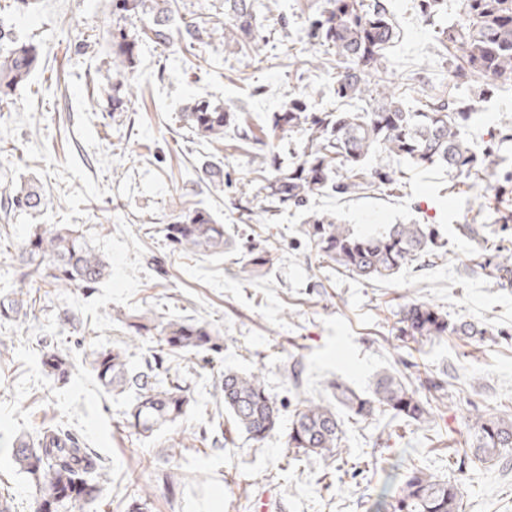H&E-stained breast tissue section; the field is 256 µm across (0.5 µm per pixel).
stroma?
Returning a JSON list of instances; mask_svg holds the SVG:
<instances>
[{
  "mask_svg": "<svg viewBox=\"0 0 512 512\" xmlns=\"http://www.w3.org/2000/svg\"><path fill=\"white\" fill-rule=\"evenodd\" d=\"M326 0H261L258 17L267 56L229 54L224 0H174L197 26L196 56L146 38L150 16L113 14L112 0H0V27L37 47L41 65L10 104L0 106V184L37 183L47 198L38 212L0 209V299L28 287L21 248L36 228L76 225L110 264L93 288H44L36 305L0 318L9 351L0 357V493L14 512H33L35 491L16 471L8 449L20 436L61 425L103 460L101 500L84 512H125L132 484L147 488L151 512H372L391 463L459 477L461 512H512V468L467 463L458 470L475 408L512 411V283L494 265L512 259V218L502 174L476 185L447 172L405 168L398 185L353 197L312 195L306 207L265 213L263 146L226 129L220 141L201 138L180 120L182 107L208 99L245 113L260 130L288 100L307 93L317 109H355L334 93L335 64L317 67L306 43L307 19ZM399 37L386 51L385 71L409 106L425 88L467 101L474 116L463 134L483 153L499 128L512 123V89L483 95L468 78L448 79L450 54L417 0H386ZM287 26H280V16ZM139 42L136 66L121 74L112 31ZM123 98L114 107L113 98ZM224 175L216 190L206 174ZM249 197H241L244 183ZM247 199L249 219L237 205ZM203 208L224 225L216 255L172 249L166 227L184 211ZM330 212L362 233L393 224L436 228L442 249L396 277L365 280L312 251L303 232L307 213ZM271 252L273 265L250 276L251 242ZM431 303L450 319L485 327L486 336H453L412 351L398 337L406 302ZM152 310L160 321L206 322L222 348L180 364L192 399L186 418L150 437L123 422L129 395H111L91 372L92 350L119 346L131 366L156 350L157 334L132 337L128 315ZM70 351L66 383L42 364L45 348ZM261 369L282 412L283 426L256 442L233 432L219 382L225 370ZM395 370L417 388L419 370L447 378L432 400L429 423L386 413L358 418L338 410L342 451L333 460L288 456L287 420L300 400L330 402L329 381L369 387ZM184 447L167 455L171 440Z\"/></svg>",
  "mask_w": 512,
  "mask_h": 512,
  "instance_id": "stroma-1",
  "label": "stroma"
}]
</instances>
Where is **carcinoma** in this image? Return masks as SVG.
I'll list each match as a JSON object with an SVG mask.
<instances>
[{"mask_svg":"<svg viewBox=\"0 0 512 512\" xmlns=\"http://www.w3.org/2000/svg\"><path fill=\"white\" fill-rule=\"evenodd\" d=\"M112 7L123 17L152 15V41L172 43L193 54L195 30L178 23L169 0H113ZM224 19L232 29L224 50L248 51L259 57L263 36L255 0H224ZM396 38L397 26L383 0H327V7L308 19V44L343 68L336 78V96L364 101L369 109L314 112L306 94L301 93L273 113L261 139L269 148L267 162L273 171L264 186L269 207H302L309 196L328 188L339 195H353L373 185L394 186L403 174L391 167L394 159L415 168H444L456 178L474 182L483 180L489 168L498 164L501 147L512 143V125H504L497 144L479 156L462 134L472 116L468 104L431 94L423 107L410 110L389 89L382 72L385 52ZM436 38L444 48L459 52L448 71L450 78L474 77L486 90L512 87V0H462L457 21L438 26ZM2 41L7 47L0 52V103L27 84L39 68L34 45L13 40L0 30ZM137 53V40L123 32L112 37V55L122 70L133 69ZM181 120L202 138L219 139L225 129L237 126L243 140L257 139L242 113L206 101L186 106ZM298 131L306 134L301 156L294 165L283 168L275 141ZM0 205L39 211L46 207V197L31 186H5L0 189ZM304 234L317 253L367 280L398 275L405 266L431 254L437 244V232L428 224H393L384 232L358 234L327 212L308 215ZM166 237L173 249L187 253L224 250V225L206 211L183 212L167 226ZM21 258L41 285L54 288H92L108 269L73 224H55L35 233ZM272 261V256L261 250L251 259L247 273L259 276ZM126 320L139 336L158 331L161 345L173 353L202 354L218 348L219 336L206 323L160 324L150 311L129 315ZM486 333L475 324L448 319V314L427 302L412 301L402 309L399 336L407 344ZM91 357V370L108 392L134 395L124 427L149 437L190 412L189 389L179 373L171 372L163 355H149L136 372L129 370L120 348H101ZM42 362L54 380H67L71 363L66 350L57 347L43 354ZM329 389L336 405L359 417L378 411L417 423L431 418L429 402L390 373L377 376L367 392L337 381L329 383ZM222 390L224 410L234 428L249 439L261 442L279 428L281 415L261 373L226 370ZM474 420L473 432L464 441V457L511 465L512 413H478ZM340 442L341 426L331 406L313 401L298 404L288 427L292 453L333 458ZM9 453L35 492L50 487L52 499L46 502L44 512H75L101 497L96 474L102 462L71 433L48 426L32 440L16 439ZM390 469V482L379 494L374 512H459L460 480H437L417 467L398 480L394 472L399 465L393 463Z\"/></svg>","mask_w":512,"mask_h":512,"instance_id":"cac0c4a2","label":"carcinoma"}]
</instances>
